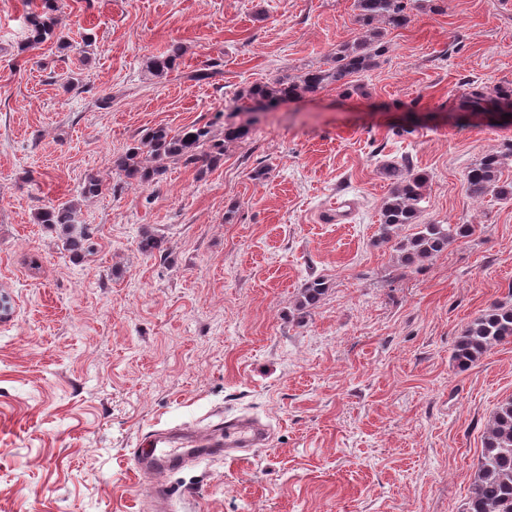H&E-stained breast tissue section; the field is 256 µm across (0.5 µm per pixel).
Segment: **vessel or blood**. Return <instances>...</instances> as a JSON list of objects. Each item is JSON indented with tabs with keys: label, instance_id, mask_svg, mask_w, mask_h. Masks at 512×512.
I'll list each match as a JSON object with an SVG mask.
<instances>
[{
	"label": "vessel or blood",
	"instance_id": "1",
	"mask_svg": "<svg viewBox=\"0 0 512 512\" xmlns=\"http://www.w3.org/2000/svg\"><path fill=\"white\" fill-rule=\"evenodd\" d=\"M267 439V432L259 423L248 418H228L225 419L223 426L204 435L188 430L177 441L166 436L151 438L140 450L144 461L139 470L143 474L153 476L152 499L165 510L170 502V488L166 483L157 480L156 475L174 468L181 458V449L195 448L209 456L231 459L238 449L264 447Z\"/></svg>",
	"mask_w": 512,
	"mask_h": 512
}]
</instances>
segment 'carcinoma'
<instances>
[{
	"mask_svg": "<svg viewBox=\"0 0 512 512\" xmlns=\"http://www.w3.org/2000/svg\"><path fill=\"white\" fill-rule=\"evenodd\" d=\"M417 0H353L355 37L336 47L328 54L326 67L310 68L303 74L283 76L257 83L245 91V97L257 106L282 100L312 97L334 86L344 92L355 89L353 78L372 69L375 59L384 48L386 31L406 27ZM56 40L59 45L78 54L86 53L92 39L86 37L73 45L65 40L62 20L56 14L55 0H41L40 6L27 17V36L20 51L35 49ZM183 53L177 45L163 57L148 62V72L161 78L179 65ZM496 103L512 106V83L486 92L472 86L465 94L466 102L475 111L483 109L489 97ZM252 119H242L241 113L231 111L224 121L223 130L215 133L211 126L191 125L173 132L165 127L146 131L124 154L113 161V168L130 184L150 185L165 172V164L194 167L204 175L224 158L227 144L243 141L251 134ZM512 160V148L505 153L486 155L466 175L468 194L482 200L488 196L511 197L512 182L501 181L502 170ZM393 181L391 192L380 210L378 240L388 243L403 226L412 224L417 231L397 243L402 259L407 264L423 262L442 252L455 237L475 230L472 224L452 225L420 223L429 177L415 173L404 164L386 167ZM102 180L95 174L85 177L80 195L93 198L102 191ZM80 207L69 201L48 207L37 213V222L59 230L65 250L73 257L82 258L91 253L89 234L79 218ZM140 250L150 256L164 255V239L146 231L139 241ZM322 279L307 282L297 305L305 309L317 302L325 293ZM512 339V305H494L472 320L458 337L454 347V360L461 367L479 361L493 346ZM466 512H512V399L499 405L484 438L481 460L472 482Z\"/></svg>",
	"mask_w": 512,
	"mask_h": 512,
	"instance_id": "carcinoma-1",
	"label": "carcinoma"
}]
</instances>
